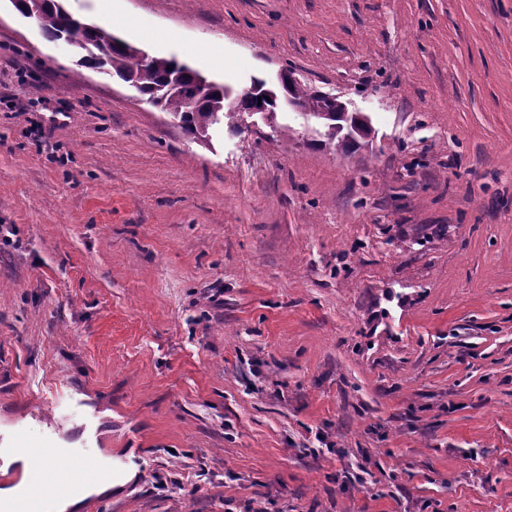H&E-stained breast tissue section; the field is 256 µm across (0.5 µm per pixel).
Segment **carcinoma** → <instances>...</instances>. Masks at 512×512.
<instances>
[{"label":"carcinoma","instance_id":"carcinoma-1","mask_svg":"<svg viewBox=\"0 0 512 512\" xmlns=\"http://www.w3.org/2000/svg\"><path fill=\"white\" fill-rule=\"evenodd\" d=\"M39 25L52 41L69 39L75 51L81 54L80 65L133 83L152 105L176 111L181 129L195 138H207L209 128L219 123L224 113L231 116L237 113L227 105L229 92L224 85L212 81L203 97L187 99L184 87L200 75L199 71L163 57L154 58L148 66L140 65L137 60L140 48L115 36L112 30L74 15L61 0H45ZM284 95L295 99L306 109L324 112L318 117L324 125L338 123L340 103H328L320 92L308 85L295 83L284 89Z\"/></svg>","mask_w":512,"mask_h":512}]
</instances>
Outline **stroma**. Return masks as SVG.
<instances>
[{
  "mask_svg": "<svg viewBox=\"0 0 512 512\" xmlns=\"http://www.w3.org/2000/svg\"><path fill=\"white\" fill-rule=\"evenodd\" d=\"M64 4L372 133L194 139L0 0V432L82 400L84 512H512V0ZM284 91V97L288 98V95L299 102V104L306 108H302L299 104H297L293 99H288V105L303 109L309 116L313 118H317V115L313 111H322L326 108H331L335 110V112H320L321 114H324L320 117H318V121L322 122L328 129V125H334V128L336 127V123H344L341 120H336V118L341 114L340 109V101L339 99L336 100V103L333 105H330L327 101H325L324 98H322L319 91H316L312 88H310L306 84L295 83L293 84L289 89L288 87L286 89H283ZM309 109V110H307ZM311 110V111H310ZM342 103L344 107V112H349L347 117L351 118V120L348 119L345 121V124H341L337 127V133L342 132L341 137L339 134L336 135V133L334 132L331 135L330 139L325 143V145H327V143L329 145H333L336 150H347L351 147H357L359 144H361V142L359 141V144L350 146L343 143L341 141V138H345L348 140L356 138L361 133L364 125L367 124V120L363 115H361L358 112L350 111L348 107V105L350 104L349 102L342 101ZM138 473V469L132 463L112 462V481L93 486L80 497L54 498L50 500L52 512H79L86 506V499L91 495H101L115 488H123L132 481Z\"/></svg>",
  "mask_w": 512,
  "mask_h": 512,
  "instance_id": "35a3bbf8",
  "label": "stroma"
}]
</instances>
